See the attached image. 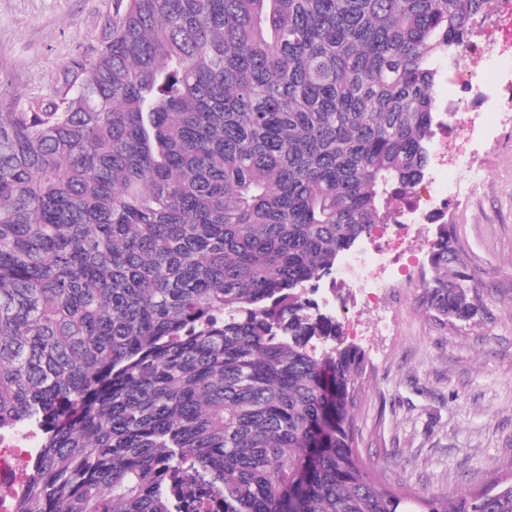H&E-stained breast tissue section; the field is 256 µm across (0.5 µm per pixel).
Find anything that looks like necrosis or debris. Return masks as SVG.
Instances as JSON below:
<instances>
[{
    "label": "necrosis or debris",
    "instance_id": "obj_1",
    "mask_svg": "<svg viewBox=\"0 0 512 512\" xmlns=\"http://www.w3.org/2000/svg\"><path fill=\"white\" fill-rule=\"evenodd\" d=\"M491 18H476L478 42L466 46L448 62L455 77V95L449 100V114L465 137L480 136L470 109L481 110L493 120L512 112V0H490ZM435 168L419 182L389 220L373 225L369 246L347 254L340 262L336 284L351 288L365 307L377 306L386 280L407 276L419 262V252L408 249L406 258L393 254L392 246L401 241H415L421 225L434 223L448 204L466 203L463 184H480L483 172L474 166L467 152L451 149L448 142L434 146ZM39 434L19 426L0 431V512H13L15 497L24 490L31 463L38 451Z\"/></svg>",
    "mask_w": 512,
    "mask_h": 512
}]
</instances>
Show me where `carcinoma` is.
I'll use <instances>...</instances> for the list:
<instances>
[{
  "label": "carcinoma",
  "instance_id": "carcinoma-1",
  "mask_svg": "<svg viewBox=\"0 0 512 512\" xmlns=\"http://www.w3.org/2000/svg\"><path fill=\"white\" fill-rule=\"evenodd\" d=\"M487 0H112L51 100L0 97V428L14 512H409L352 429L363 352L307 293L427 173ZM453 226L422 305L469 324ZM425 512H512L492 495ZM38 442V432L28 427L0 431V512H13L14 498L30 476Z\"/></svg>",
  "mask_w": 512,
  "mask_h": 512
}]
</instances>
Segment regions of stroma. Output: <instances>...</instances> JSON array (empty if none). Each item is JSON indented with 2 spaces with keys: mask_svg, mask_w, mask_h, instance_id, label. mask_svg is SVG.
I'll use <instances>...</instances> for the list:
<instances>
[{
  "mask_svg": "<svg viewBox=\"0 0 512 512\" xmlns=\"http://www.w3.org/2000/svg\"><path fill=\"white\" fill-rule=\"evenodd\" d=\"M111 0H0V95L27 104L51 99L67 62L93 49ZM486 173L467 205L438 224L455 228L483 314L445 324L420 304L424 265L413 286L386 289L378 308L352 290L334 301L360 333L367 369L357 385L358 452L394 493L452 497L512 476V118L472 146ZM438 224L421 228L432 241Z\"/></svg>",
  "mask_w": 512,
  "mask_h": 512,
  "instance_id": "35a3bbf8",
  "label": "stroma"
}]
</instances>
